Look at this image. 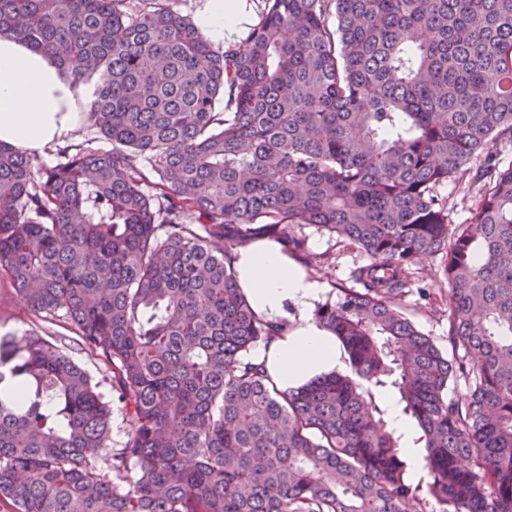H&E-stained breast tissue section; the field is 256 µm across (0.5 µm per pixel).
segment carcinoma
Returning a JSON list of instances; mask_svg holds the SVG:
<instances>
[{
	"mask_svg": "<svg viewBox=\"0 0 512 512\" xmlns=\"http://www.w3.org/2000/svg\"><path fill=\"white\" fill-rule=\"evenodd\" d=\"M177 0H0L111 143L42 170L0 143V277L109 366L112 401L35 332L0 335V497L18 512H512V0H264L216 47ZM486 154L469 223L437 187ZM150 165L154 192L142 162ZM317 224L370 263L314 310L349 371L282 390L281 335L231 251ZM224 241V251L210 246ZM441 257L448 358L401 311ZM464 380L466 392L449 395ZM418 424L406 481L374 390ZM109 441V448L104 449L102 454H110L112 450L122 448L130 428L129 418L126 411L118 403L112 404V425Z\"/></svg>",
	"mask_w": 512,
	"mask_h": 512,
	"instance_id": "1",
	"label": "carcinoma"
}]
</instances>
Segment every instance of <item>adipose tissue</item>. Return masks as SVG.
I'll return each instance as SVG.
<instances>
[{
    "mask_svg": "<svg viewBox=\"0 0 512 512\" xmlns=\"http://www.w3.org/2000/svg\"><path fill=\"white\" fill-rule=\"evenodd\" d=\"M239 19L237 0H206L198 26L223 40ZM75 91L43 53L0 37V142L28 152H45L75 123ZM241 286L257 312L289 321L282 338L255 355L279 388L299 385L323 371L343 369V353L313 320L311 301L318 289L277 248L261 245L236 262Z\"/></svg>",
    "mask_w": 512,
    "mask_h": 512,
    "instance_id": "adipose-tissue-1",
    "label": "adipose tissue"
}]
</instances>
